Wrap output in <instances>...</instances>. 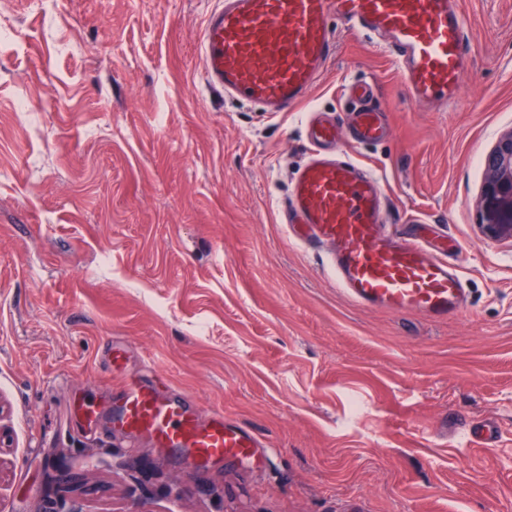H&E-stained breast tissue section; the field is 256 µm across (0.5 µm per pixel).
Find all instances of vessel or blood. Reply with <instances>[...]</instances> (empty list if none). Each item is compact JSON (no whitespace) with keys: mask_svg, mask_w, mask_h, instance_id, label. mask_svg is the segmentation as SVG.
Segmentation results:
<instances>
[{"mask_svg":"<svg viewBox=\"0 0 512 512\" xmlns=\"http://www.w3.org/2000/svg\"><path fill=\"white\" fill-rule=\"evenodd\" d=\"M460 0H224L203 24L204 82L264 112H291L304 101L336 56L330 18L378 39L401 72L416 104L436 108L453 99L470 59ZM355 121L352 143L388 134L374 84L348 83ZM341 127L311 121V154L282 209L296 239L330 251L338 288L358 305L415 312L440 321L458 314L465 294L455 265L431 255L422 239L404 240L388 218L379 175L339 145ZM111 427L181 452L195 464L243 460L264 442L251 428L214 411L201 418L182 396L127 383Z\"/></svg>","mask_w":512,"mask_h":512,"instance_id":"obj_1","label":"vessel or blood"}]
</instances>
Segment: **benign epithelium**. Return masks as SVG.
<instances>
[{
    "mask_svg": "<svg viewBox=\"0 0 512 512\" xmlns=\"http://www.w3.org/2000/svg\"><path fill=\"white\" fill-rule=\"evenodd\" d=\"M484 172L480 232L488 239L512 241V128L502 132L486 154Z\"/></svg>",
    "mask_w": 512,
    "mask_h": 512,
    "instance_id": "7a95c632",
    "label": "benign epithelium"
}]
</instances>
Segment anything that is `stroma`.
I'll use <instances>...</instances> for the list:
<instances>
[{
	"label": "stroma",
	"instance_id": "obj_1",
	"mask_svg": "<svg viewBox=\"0 0 512 512\" xmlns=\"http://www.w3.org/2000/svg\"><path fill=\"white\" fill-rule=\"evenodd\" d=\"M213 0H0V502L7 512H512V242L478 229L483 158L512 128V0H462L472 62L412 104L375 43L293 112L206 90ZM373 80L390 125L352 147L389 217L458 264L465 314L366 310L279 212L304 126ZM125 352L114 368L108 342ZM265 438L267 462L188 465L73 400L127 380ZM495 420L493 443L467 427Z\"/></svg>",
	"mask_w": 512,
	"mask_h": 512
}]
</instances>
